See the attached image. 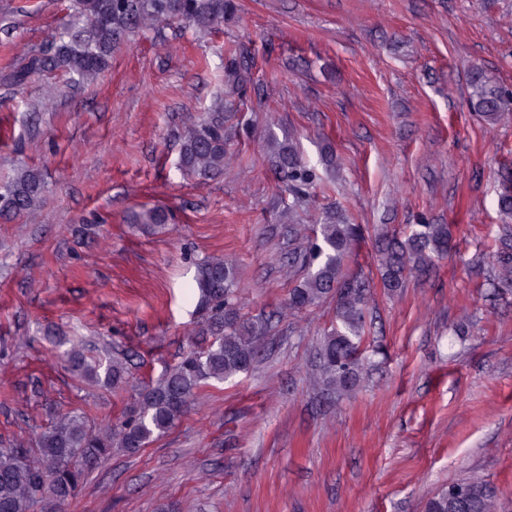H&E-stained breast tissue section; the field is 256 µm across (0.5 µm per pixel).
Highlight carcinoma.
<instances>
[{
  "instance_id": "cac0c4a2",
  "label": "carcinoma",
  "mask_w": 512,
  "mask_h": 512,
  "mask_svg": "<svg viewBox=\"0 0 512 512\" xmlns=\"http://www.w3.org/2000/svg\"><path fill=\"white\" fill-rule=\"evenodd\" d=\"M76 21L68 24L48 51L31 57L27 65L10 74L15 84L42 71L60 70L75 80H88L108 68L112 49L135 30L159 23H185L205 33L222 25L235 12V0H74ZM252 58L239 46L225 52L224 72L229 87L224 96L184 132L177 169L184 175L209 179L224 174L230 141L228 125L237 105L247 97ZM474 111L490 123L512 105V90L496 86L477 70L470 81ZM272 161L288 181V192L298 201L311 197L320 177L302 157L293 141H271ZM45 182L33 169L17 173L0 186V219L13 220L36 209L43 201ZM171 220L160 206L132 212L128 223L147 234H158ZM362 238L356 224L334 215L318 225L305 247L306 276L288 293V309L308 311L329 296L336 298V326L321 342L319 369L313 385L341 397L359 382L364 369L362 347L367 341L365 307L369 290L346 277L344 260ZM450 236L442 224H417L405 238L379 240V272L383 287H404L409 275L423 272L431 256L448 253ZM496 277L512 286V239L500 241L494 253ZM195 311L202 315L205 345L190 351L157 382L139 393L134 414L100 430L85 416L68 412L56 417L36 439V448L15 441L0 448V512H29L45 493L57 502L76 492L86 464L107 458L114 448L136 453L163 435L187 413L201 387L222 383L248 372L264 338L265 325L241 314L237 271L233 264L208 257L195 264L190 285ZM70 369L92 382L117 387L126 382L128 360L116 357L104 365L84 354L81 343L67 353ZM463 489L457 497L446 488L425 503V512H496L497 490L473 474L454 482Z\"/></svg>"
}]
</instances>
